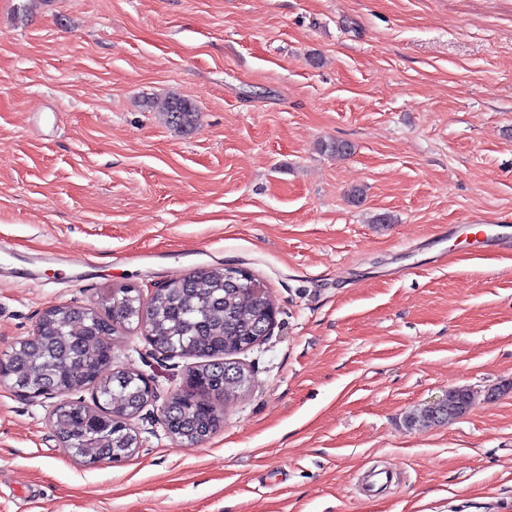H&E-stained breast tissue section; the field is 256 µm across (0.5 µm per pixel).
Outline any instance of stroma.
<instances>
[{
  "label": "stroma",
  "instance_id": "1",
  "mask_svg": "<svg viewBox=\"0 0 512 512\" xmlns=\"http://www.w3.org/2000/svg\"><path fill=\"white\" fill-rule=\"evenodd\" d=\"M170 92L193 131L148 110ZM477 218L512 225V0H0V241L92 265L0 277V351L204 266L277 310L196 446L161 408L198 359L134 325L111 368L155 398L125 462L0 385V512H512V250L449 234ZM453 388L464 416L408 427Z\"/></svg>",
  "mask_w": 512,
  "mask_h": 512
}]
</instances>
